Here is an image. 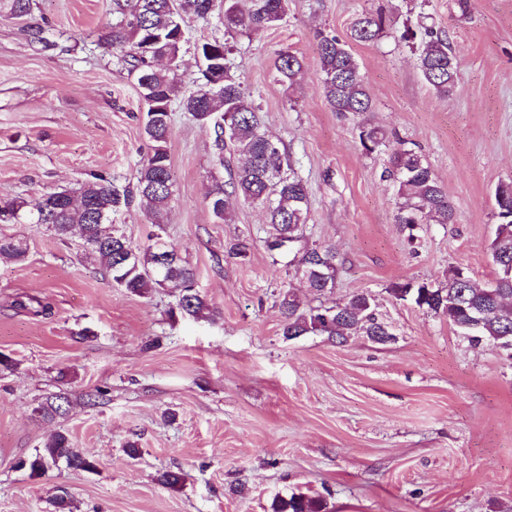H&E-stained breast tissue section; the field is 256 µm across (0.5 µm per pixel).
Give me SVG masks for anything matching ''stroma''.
Returning <instances> with one entry per match:
<instances>
[{"mask_svg": "<svg viewBox=\"0 0 512 512\" xmlns=\"http://www.w3.org/2000/svg\"><path fill=\"white\" fill-rule=\"evenodd\" d=\"M364 10L445 31L460 63L454 93L437 96L417 46L391 33L352 47L372 111H331L315 33L346 37ZM222 17H185V89L199 75L195 43L223 36ZM111 21L110 0H34L30 16L0 14V196L75 190L93 172L133 185L148 151L144 103L100 41ZM40 22L57 49L30 41ZM233 45L237 77L310 189L304 238L269 252L263 209L239 200L214 218L210 132L177 107L164 226L135 204L112 224L142 248L162 234L215 316L173 319L170 289L113 286L78 236L0 226L28 244L23 261L0 260V354L13 362L0 368V512H55L60 494L74 512H273L300 493L326 512H512V358L391 293L408 281L447 287L452 267L482 286L495 278L494 193L512 181V0H470L465 14L457 0H290L284 21ZM282 47L303 61L292 87L275 77ZM370 125L427 159L454 223L412 236L395 224L396 188L381 177L388 154L358 145ZM240 239L250 245L243 262L224 253ZM315 246L336 252L330 301L370 293L392 341L283 336L281 291L317 302L294 275L295 257ZM19 296L48 303L50 315L17 309ZM58 395L68 413L42 418L38 406ZM60 430L96 470L31 476L22 459ZM166 470L183 484H160Z\"/></svg>", "mask_w": 512, "mask_h": 512, "instance_id": "35a3bbf8", "label": "stroma"}]
</instances>
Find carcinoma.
Listing matches in <instances>:
<instances>
[{
    "label": "carcinoma",
    "instance_id": "cac0c4a2",
    "mask_svg": "<svg viewBox=\"0 0 512 512\" xmlns=\"http://www.w3.org/2000/svg\"><path fill=\"white\" fill-rule=\"evenodd\" d=\"M34 0H0L12 16L31 14ZM214 0H112L114 21L100 40L118 54L135 73L146 105L143 133L150 151L138 162L132 190H119L101 174H91L77 190L81 200L73 202L62 188L28 201L0 197V224H38L42 211L50 216L55 235L66 239L81 233L85 255L99 265L112 283L127 292L147 295L168 288L177 296L170 317L180 314L199 318L209 310L195 288L196 274L162 237L140 249L124 235L112 230L109 215L138 201L152 223L162 224L173 195L167 143L171 134L170 112L174 101L213 134L214 155L227 171L228 179L215 178L207 193L212 214L222 220L232 198L261 206L269 226L267 250L279 246L291 250L303 236L309 187L294 171L280 142L264 130L260 108L232 71L228 37L236 33L258 34L281 22L288 13V0H224V35L196 45L202 61L195 89L182 93L180 68L157 67L155 52L185 42L181 25L184 15L209 21ZM393 26L382 11H363L353 20L349 40L320 30L315 38L320 50L321 83L325 100L340 114L373 111L358 63L349 42L377 40ZM423 48L417 58L426 83L441 97L453 93L459 63L448 36L432 29L424 31ZM274 68L278 81L292 86L302 72V60L289 48L276 52ZM359 145L366 154L388 148L385 131L379 126L363 128ZM382 177L394 182L399 199L395 223L412 234L420 224H452L455 213L440 180L419 153L397 146L391 149L389 166ZM497 227L492 241L496 278L488 288H474L461 270H448V287L435 288L427 282L399 283L390 289L398 300H412L448 318V323L470 341L501 345L512 350V182L495 191ZM27 244L21 238L0 236V258L24 260ZM295 276L309 291L324 296L336 287V253L331 247L306 250L298 259ZM282 333L292 339L308 333L326 335L338 343L361 332L383 344L391 335L388 324L378 318L371 295L358 293L347 303L320 302L303 308L295 293H281ZM63 463L78 471H93L96 462L71 444L66 432L53 433L35 455L21 462L39 477ZM273 512H325L323 503L304 495H293L273 505Z\"/></svg>",
    "mask_w": 512,
    "mask_h": 512
}]
</instances>
